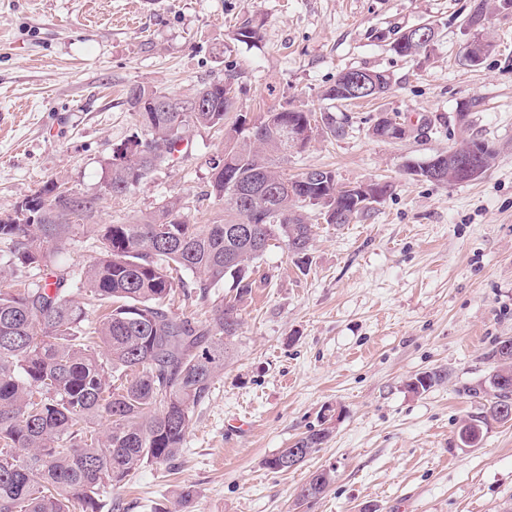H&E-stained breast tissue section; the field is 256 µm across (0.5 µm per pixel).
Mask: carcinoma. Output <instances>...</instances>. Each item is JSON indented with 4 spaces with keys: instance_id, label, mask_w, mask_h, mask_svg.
<instances>
[{
    "instance_id": "carcinoma-1",
    "label": "carcinoma",
    "mask_w": 512,
    "mask_h": 512,
    "mask_svg": "<svg viewBox=\"0 0 512 512\" xmlns=\"http://www.w3.org/2000/svg\"><path fill=\"white\" fill-rule=\"evenodd\" d=\"M340 73L324 96L343 105L376 98L390 88V78L375 72L377 86L354 95L351 78ZM236 75L209 82L198 90L206 98L190 112H165L174 95L134 85L127 103L147 132L113 149L104 177V195L80 196L47 181L38 190L45 203L38 219L0 221V245L8 264L0 267V512H101V487L117 485L145 464L173 463L191 428L195 407L205 400L229 358L232 340L242 325L239 302L251 293L252 263L269 241L285 244L303 261L314 235L313 218L330 224L328 212H347L345 223L365 216L349 191L327 179L314 185L306 173L288 176L280 164L288 146L277 127L288 123L327 138L346 134L332 112L296 107L271 108L252 125L237 115L224 132L228 145L212 157L209 196L222 206L220 219L193 224L178 197L162 199L154 211L129 224H97L102 251L82 272L79 283L92 302L103 308L96 321L71 298L68 279L26 282L31 269H47L64 239L80 222H91L103 196L117 198L173 161L181 142L198 128H224L236 110ZM260 186L280 185L275 210L255 215L227 187L225 176ZM179 271L196 275L187 296L211 306L198 320L170 307ZM235 283L234 297L211 299L226 278ZM23 284L13 288L7 281ZM490 358L496 363L483 382L468 388L481 400V412L459 431L461 444L479 438L490 422L512 421V337L499 339ZM120 380L112 387V379ZM442 380L427 371L406 386L425 393ZM106 423L105 432L98 423ZM327 429L299 438L297 448L312 454L329 438ZM334 472L312 473L298 493V503L323 495ZM194 497L182 490L173 507L185 512Z\"/></svg>"
}]
</instances>
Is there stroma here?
I'll return each instance as SVG.
<instances>
[{
	"label": "stroma",
	"instance_id": "obj_1",
	"mask_svg": "<svg viewBox=\"0 0 512 512\" xmlns=\"http://www.w3.org/2000/svg\"><path fill=\"white\" fill-rule=\"evenodd\" d=\"M473 0H0V216L55 181L101 190L113 148L141 128L130 86L188 96L239 75L241 113L257 119L293 105L326 111L325 90L349 69L385 72L390 88L345 105L344 137L313 136L283 167L333 170L343 184L387 182L392 193L352 224H317L306 269L284 244L253 264L233 352L214 379L175 465L141 467L102 489L114 512H154L192 489L189 512H512V421L483 427L464 446L460 428L480 406L467 390L491 370L495 340L512 336V12L490 10L491 49L465 59ZM254 20L259 38L233 32ZM428 24L426 51L392 43ZM409 128L400 140L369 133L378 113ZM478 139L496 153L480 177L443 184L407 167ZM223 134L194 130L175 165L118 199L100 224H127L166 197L191 223L220 207L207 197V161ZM75 226L61 273L78 279L100 251ZM438 371L413 394L407 381ZM330 437L299 467L266 457L308 430ZM335 480L309 505L300 487L320 469Z\"/></svg>",
	"mask_w": 512,
	"mask_h": 512
}]
</instances>
